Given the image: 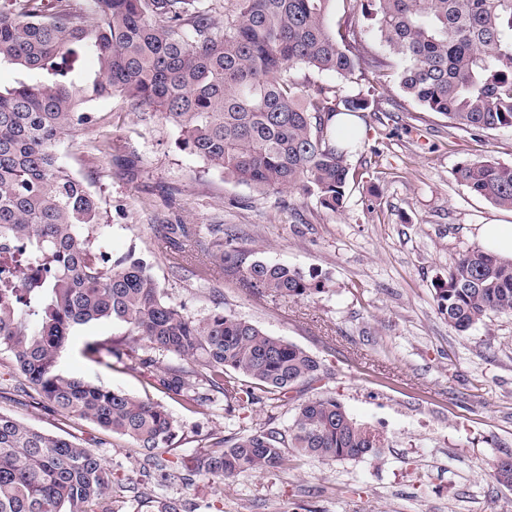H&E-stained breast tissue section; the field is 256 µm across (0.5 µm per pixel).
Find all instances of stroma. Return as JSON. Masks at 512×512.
<instances>
[{"label": "stroma", "instance_id": "obj_1", "mask_svg": "<svg viewBox=\"0 0 512 512\" xmlns=\"http://www.w3.org/2000/svg\"><path fill=\"white\" fill-rule=\"evenodd\" d=\"M367 114L345 208L330 212L297 195L279 201L225 179L181 142L157 112L115 96L89 104L93 124L63 138L57 153L97 196L112 226L111 256L129 249L149 260L171 302L196 317L214 308L298 344L331 372L326 387L361 423L387 440L379 459L289 457L275 472L209 484H173L168 497L191 512H512V488L492 462L512 454V314H490L458 334L437 310L434 281L476 246L475 227L512 224V211L460 186L458 163L492 158L512 165V130L476 133L403 101L382 77ZM166 224L196 234L175 242ZM223 225L247 258L286 263L326 283L304 298H255L236 278L200 285L184 260ZM122 324L81 327L59 357L62 371L166 405L180 426L170 460L191 461L202 439L261 423L265 412L204 416L153 389L126 364L84 355L91 340L121 339ZM0 410L54 435L89 442L112 469L138 474L142 459L122 437L72 421L13 392Z\"/></svg>", "mask_w": 512, "mask_h": 512}]
</instances>
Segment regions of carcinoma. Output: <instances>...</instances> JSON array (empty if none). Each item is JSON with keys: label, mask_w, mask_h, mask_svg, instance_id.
Wrapping results in <instances>:
<instances>
[{"label": "carcinoma", "mask_w": 512, "mask_h": 512, "mask_svg": "<svg viewBox=\"0 0 512 512\" xmlns=\"http://www.w3.org/2000/svg\"><path fill=\"white\" fill-rule=\"evenodd\" d=\"M0 0V68L27 80L0 87V351L32 403L126 439L152 469L132 482L154 512H186L152 495L154 481H198L224 494L242 473H272L290 451L299 458L376 459L382 437L357 423L332 393L327 370L304 348L214 310L197 319L166 299L151 263L131 250L104 263L110 225L98 199L59 161L56 145L91 122L86 105L118 95L160 113L190 152L260 194L296 192L336 212L348 188V158L358 143L336 133V116L364 117L371 99L342 95L313 79L332 73L396 75L405 98L465 131L512 129V0H233L224 31L211 14L224 0ZM387 48L371 49L366 29ZM92 57L98 69L84 62ZM456 181L512 210V165L472 159ZM212 249L194 257L208 281L239 274L259 298L308 297L325 290L311 274L253 259L210 228ZM434 301L448 326L469 331L491 313H512V262L479 246L458 255L435 281ZM112 319L117 341H91L84 353L128 360L168 398L205 410L274 409L306 387L312 397L289 425L273 417L230 436L212 434L191 463L157 456L178 435L160 403L61 373L58 359L79 326ZM169 362L160 364V357ZM494 476L512 487V456ZM113 484L89 447L46 434L0 412V512H87Z\"/></svg>", "instance_id": "carcinoma-1"}]
</instances>
